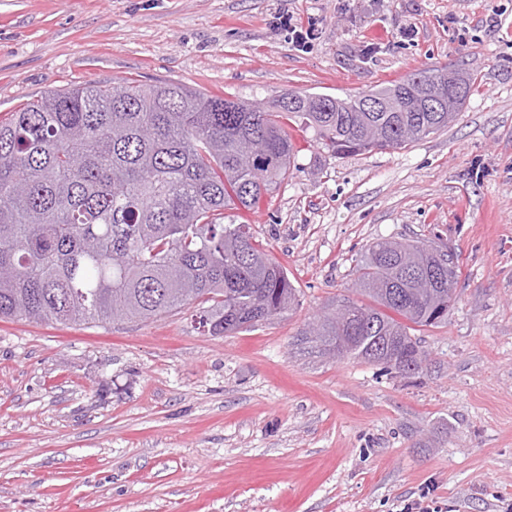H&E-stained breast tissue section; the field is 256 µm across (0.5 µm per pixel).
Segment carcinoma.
Returning a JSON list of instances; mask_svg holds the SVG:
<instances>
[{
	"mask_svg": "<svg viewBox=\"0 0 512 512\" xmlns=\"http://www.w3.org/2000/svg\"><path fill=\"white\" fill-rule=\"evenodd\" d=\"M460 112L478 77L458 69ZM448 99V67L350 98L308 91L263 106L179 82L90 81L35 96L0 119V319L86 325L157 320L201 306L213 336L290 310L297 289L248 224L313 129L336 156L403 149L449 122L416 96ZM385 109L371 112L368 102ZM458 263L416 241H379L357 267L364 300L313 335L338 356L404 376L423 355L415 328L448 322Z\"/></svg>",
	"mask_w": 512,
	"mask_h": 512,
	"instance_id": "1",
	"label": "carcinoma"
}]
</instances>
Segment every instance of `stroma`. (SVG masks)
<instances>
[{
    "mask_svg": "<svg viewBox=\"0 0 512 512\" xmlns=\"http://www.w3.org/2000/svg\"><path fill=\"white\" fill-rule=\"evenodd\" d=\"M314 19L294 49L273 17ZM426 66L477 73L402 150L299 152L250 224L298 305L213 336L182 310L85 326L0 320V512H512V0H0V115L87 81L173 80L264 102ZM459 257L448 321L407 378L306 331L355 300L381 239Z\"/></svg>",
    "mask_w": 512,
    "mask_h": 512,
    "instance_id": "1",
    "label": "stroma"
}]
</instances>
